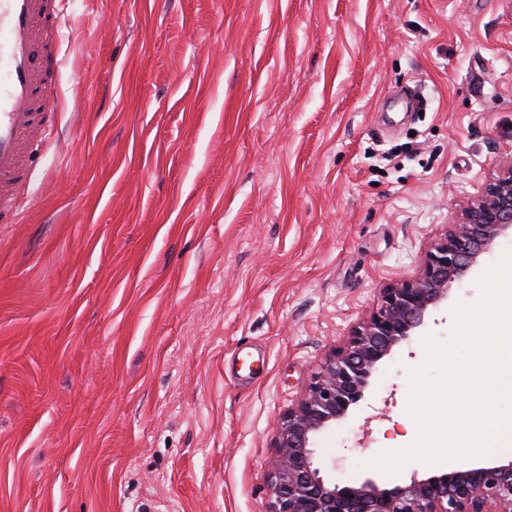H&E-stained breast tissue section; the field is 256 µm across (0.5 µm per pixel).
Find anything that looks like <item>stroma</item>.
<instances>
[{
  "instance_id": "stroma-1",
  "label": "stroma",
  "mask_w": 512,
  "mask_h": 512,
  "mask_svg": "<svg viewBox=\"0 0 512 512\" xmlns=\"http://www.w3.org/2000/svg\"><path fill=\"white\" fill-rule=\"evenodd\" d=\"M43 62L37 197L0 224V512H266L280 416L512 159V0H68ZM424 357L321 437L337 483L414 441Z\"/></svg>"
}]
</instances>
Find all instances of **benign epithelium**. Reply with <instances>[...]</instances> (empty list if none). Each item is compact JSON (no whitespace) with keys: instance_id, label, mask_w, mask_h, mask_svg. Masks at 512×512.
I'll return each instance as SVG.
<instances>
[{"instance_id":"benign-epithelium-1","label":"benign epithelium","mask_w":512,"mask_h":512,"mask_svg":"<svg viewBox=\"0 0 512 512\" xmlns=\"http://www.w3.org/2000/svg\"><path fill=\"white\" fill-rule=\"evenodd\" d=\"M512 231V160L456 220L421 253L417 274L380 290L375 307L310 375L297 401L277 422L267 512H512V458L391 488L368 476L340 485L322 475L318 437L346 420L365 399L383 362L411 341L429 313Z\"/></svg>"}]
</instances>
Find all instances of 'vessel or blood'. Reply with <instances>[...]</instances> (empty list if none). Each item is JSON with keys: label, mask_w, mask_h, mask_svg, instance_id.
Instances as JSON below:
<instances>
[{"label": "vessel or blood", "mask_w": 512, "mask_h": 512, "mask_svg": "<svg viewBox=\"0 0 512 512\" xmlns=\"http://www.w3.org/2000/svg\"><path fill=\"white\" fill-rule=\"evenodd\" d=\"M49 0H0V222H14L18 195L31 181L30 147L44 140L39 52Z\"/></svg>", "instance_id": "1"}]
</instances>
